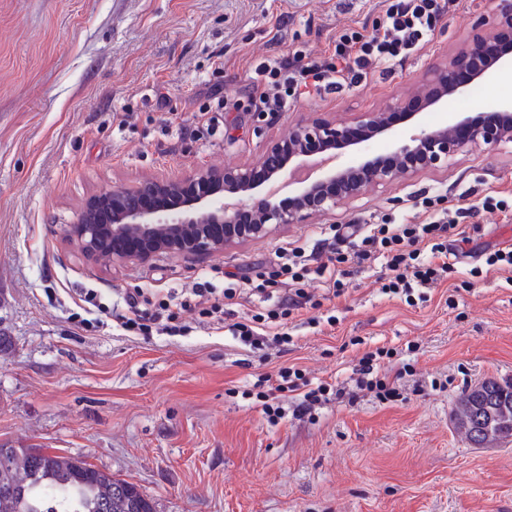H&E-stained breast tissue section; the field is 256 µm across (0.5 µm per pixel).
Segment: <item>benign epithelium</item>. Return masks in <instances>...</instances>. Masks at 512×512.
<instances>
[{
  "mask_svg": "<svg viewBox=\"0 0 512 512\" xmlns=\"http://www.w3.org/2000/svg\"><path fill=\"white\" fill-rule=\"evenodd\" d=\"M476 33L446 59L423 73L417 99L398 101L362 113L354 125L362 130L356 139L348 126L318 118L299 122L288 136L272 142L261 161L263 176L252 167L202 168L187 176L149 179L133 191L121 188L110 196L91 198L66 228V235L88 256L99 254L101 242H112V259L145 264L158 254L194 256L218 252L235 242L264 236L271 227L298 224L312 214L329 215L339 205L358 197L371 184L396 180L400 174L448 165L470 146H493L512 141V99L490 106L493 119L477 123L454 113L444 126L428 128L414 121L430 107L448 109V101L491 69L512 70V0H495L492 15L481 16ZM470 73L462 81L459 74ZM409 122L406 135L383 157L358 165L340 162L343 150L370 145L387 135L394 113ZM329 152L338 164L302 187L287 208L278 203V183L298 160L309 153ZM176 196V205L148 207L146 202Z\"/></svg>",
  "mask_w": 512,
  "mask_h": 512,
  "instance_id": "1",
  "label": "benign epithelium"
}]
</instances>
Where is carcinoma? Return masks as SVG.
<instances>
[{"instance_id": "carcinoma-1", "label": "carcinoma", "mask_w": 512, "mask_h": 512, "mask_svg": "<svg viewBox=\"0 0 512 512\" xmlns=\"http://www.w3.org/2000/svg\"><path fill=\"white\" fill-rule=\"evenodd\" d=\"M456 425L474 448L512 442V383L483 381L462 392ZM0 512H155L138 486L79 457L0 447Z\"/></svg>"}]
</instances>
